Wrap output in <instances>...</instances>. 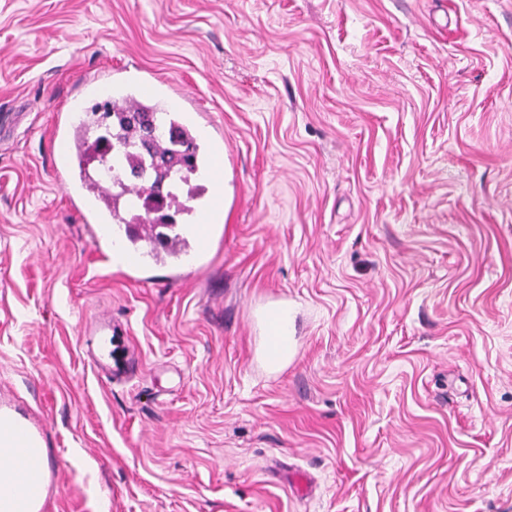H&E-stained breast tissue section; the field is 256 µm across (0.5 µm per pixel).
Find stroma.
Returning <instances> with one entry per match:
<instances>
[{"mask_svg": "<svg viewBox=\"0 0 512 512\" xmlns=\"http://www.w3.org/2000/svg\"><path fill=\"white\" fill-rule=\"evenodd\" d=\"M93 75L203 114L205 252L95 246L49 162ZM2 112L0 407L41 512H512V0H0ZM279 313L277 309L273 308L264 310L260 314V321L266 332L265 340L267 341L268 350L277 346L287 348L290 343L288 331L279 322Z\"/></svg>", "mask_w": 512, "mask_h": 512, "instance_id": "stroma-1", "label": "stroma"}]
</instances>
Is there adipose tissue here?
<instances>
[{
  "mask_svg": "<svg viewBox=\"0 0 512 512\" xmlns=\"http://www.w3.org/2000/svg\"><path fill=\"white\" fill-rule=\"evenodd\" d=\"M43 445L0 420V512H40L48 483Z\"/></svg>",
  "mask_w": 512,
  "mask_h": 512,
  "instance_id": "adipose-tissue-1",
  "label": "adipose tissue"
}]
</instances>
